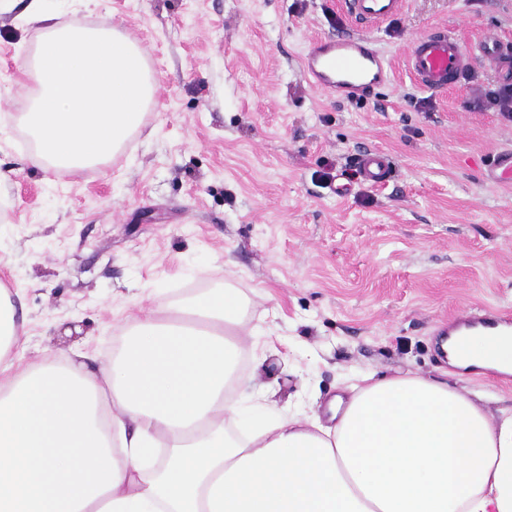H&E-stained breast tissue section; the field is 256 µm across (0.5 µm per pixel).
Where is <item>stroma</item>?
Returning a JSON list of instances; mask_svg holds the SVG:
<instances>
[{
  "label": "stroma",
  "instance_id": "1",
  "mask_svg": "<svg viewBox=\"0 0 512 512\" xmlns=\"http://www.w3.org/2000/svg\"><path fill=\"white\" fill-rule=\"evenodd\" d=\"M26 0L0 13V285L25 315L16 357L98 372L138 306L231 286L257 348L234 399L329 424L346 377H439L461 313L512 311V119L473 108L500 79L479 51L512 42V0H405L371 30L394 78L360 100L314 89L313 41L355 32L341 0H49L89 24L111 18L157 78L141 128L103 165L62 177L31 165L14 107L37 24ZM444 28L475 52L442 91L420 88L413 39ZM385 154L391 176L356 178ZM463 388L490 417L512 375ZM358 168L363 180L376 186L385 185L390 173L389 161L379 153L362 155Z\"/></svg>",
  "mask_w": 512,
  "mask_h": 512
}]
</instances>
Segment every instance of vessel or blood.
<instances>
[{
  "instance_id": "obj_1",
  "label": "vessel or blood",
  "mask_w": 512,
  "mask_h": 512,
  "mask_svg": "<svg viewBox=\"0 0 512 512\" xmlns=\"http://www.w3.org/2000/svg\"><path fill=\"white\" fill-rule=\"evenodd\" d=\"M404 0H344L346 12L361 30L316 42L304 55L302 70L313 86L354 100L387 84L391 71L374 49L369 28L397 15ZM487 60L498 77L512 79V45L496 43L486 48ZM472 63L471 54L452 34L436 29L413 40L408 65L418 86L442 90L458 82ZM364 181L385 185L390 173L387 158L362 155L358 162Z\"/></svg>"
}]
</instances>
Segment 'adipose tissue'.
Wrapping results in <instances>:
<instances>
[{
    "label": "adipose tissue",
    "instance_id": "ef3b65f1",
    "mask_svg": "<svg viewBox=\"0 0 512 512\" xmlns=\"http://www.w3.org/2000/svg\"><path fill=\"white\" fill-rule=\"evenodd\" d=\"M40 25L21 64L33 166L80 173L118 153L153 103L141 48L110 19ZM245 300L218 288L142 311L100 373L17 364L0 289V512H512V411L490 419L448 382L367 374L334 425L226 396L250 350ZM460 370L512 374V328L451 336Z\"/></svg>",
    "mask_w": 512,
    "mask_h": 512
}]
</instances>
